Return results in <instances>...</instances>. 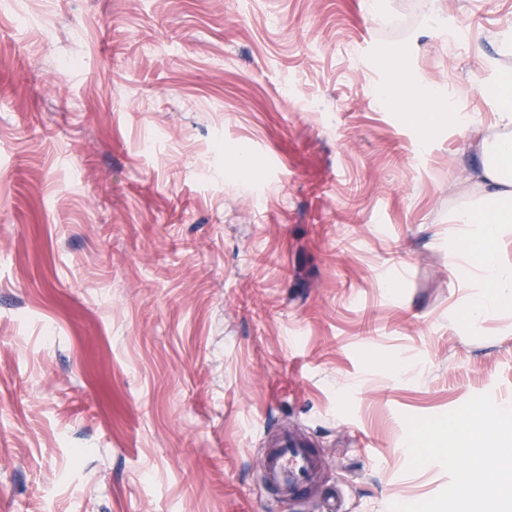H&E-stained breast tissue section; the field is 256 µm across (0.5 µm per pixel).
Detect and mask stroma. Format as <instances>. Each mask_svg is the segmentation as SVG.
<instances>
[{
	"instance_id": "obj_1",
	"label": "stroma",
	"mask_w": 512,
	"mask_h": 512,
	"mask_svg": "<svg viewBox=\"0 0 512 512\" xmlns=\"http://www.w3.org/2000/svg\"><path fill=\"white\" fill-rule=\"evenodd\" d=\"M509 31L512 0H0V512H451L474 457L409 425L512 428V312L471 323L448 258L473 137L376 91L488 129ZM285 427L324 461L294 501ZM381 96L386 103L399 104L407 112L408 118L413 122H422L426 112H420L418 106L421 104L436 103L440 95L435 88L427 84L416 85L407 90L387 88L382 90ZM321 466L307 440L284 430L264 449L261 472L266 485L289 496L311 483Z\"/></svg>"
}]
</instances>
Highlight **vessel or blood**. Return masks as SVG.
<instances>
[{
    "instance_id": "b4317fda",
    "label": "vessel or blood",
    "mask_w": 512,
    "mask_h": 512,
    "mask_svg": "<svg viewBox=\"0 0 512 512\" xmlns=\"http://www.w3.org/2000/svg\"><path fill=\"white\" fill-rule=\"evenodd\" d=\"M321 466V459L310 443L285 430L265 448L261 472L266 485L289 496L311 483Z\"/></svg>"
}]
</instances>
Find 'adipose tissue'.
Wrapping results in <instances>:
<instances>
[{
    "label": "adipose tissue",
    "mask_w": 512,
    "mask_h": 512,
    "mask_svg": "<svg viewBox=\"0 0 512 512\" xmlns=\"http://www.w3.org/2000/svg\"><path fill=\"white\" fill-rule=\"evenodd\" d=\"M384 102L401 105L409 119L422 122L419 107L436 103L440 95L427 84L407 90H382ZM497 131L485 135L478 148L481 167L476 174L480 198L470 207L450 216V223L460 225L461 233L451 249L461 278L480 276L485 295L473 310L474 320H482L512 307V263L504 261L503 229L512 224V80H503L496 92Z\"/></svg>",
    "instance_id": "ef3b65f1"
}]
</instances>
